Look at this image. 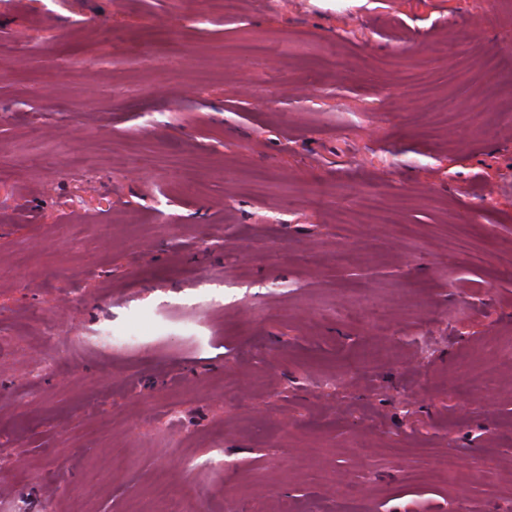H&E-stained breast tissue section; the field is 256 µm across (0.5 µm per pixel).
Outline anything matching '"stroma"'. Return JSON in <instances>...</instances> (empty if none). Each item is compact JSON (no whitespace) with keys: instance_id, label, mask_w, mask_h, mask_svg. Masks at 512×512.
<instances>
[{"instance_id":"obj_1","label":"stroma","mask_w":512,"mask_h":512,"mask_svg":"<svg viewBox=\"0 0 512 512\" xmlns=\"http://www.w3.org/2000/svg\"><path fill=\"white\" fill-rule=\"evenodd\" d=\"M164 488L512 512V0H0V512Z\"/></svg>"}]
</instances>
